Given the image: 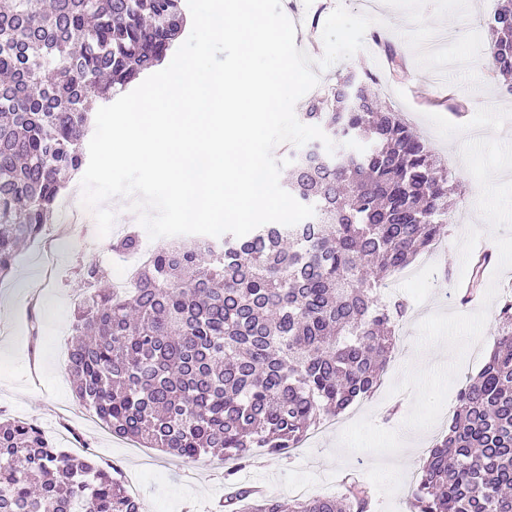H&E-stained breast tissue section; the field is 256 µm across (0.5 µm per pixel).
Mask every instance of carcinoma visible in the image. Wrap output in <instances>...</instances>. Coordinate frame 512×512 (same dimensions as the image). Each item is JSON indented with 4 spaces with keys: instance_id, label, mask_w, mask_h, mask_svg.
<instances>
[{
    "instance_id": "1",
    "label": "carcinoma",
    "mask_w": 512,
    "mask_h": 512,
    "mask_svg": "<svg viewBox=\"0 0 512 512\" xmlns=\"http://www.w3.org/2000/svg\"><path fill=\"white\" fill-rule=\"evenodd\" d=\"M184 25L182 0H0V282L18 246L39 238L84 165L92 99L105 104L159 65ZM490 64L512 78V0L490 22ZM388 68L402 56L383 35ZM304 122L336 144L288 151V192L315 209L218 242L176 237L152 251L135 285L101 289L95 262L72 324L68 369L78 402L112 434L182 459L234 463L300 447L321 420L369 396L407 306L380 290L429 250L448 221V170L423 138L353 72L310 100ZM364 142L361 150L349 145ZM130 231L112 242L136 254ZM472 258L469 293L492 262ZM494 347L457 392L448 431L423 457L411 512H512V294ZM223 512H283L235 488ZM364 482L290 512H372ZM0 512H140L120 469L72 456L37 424L0 419Z\"/></svg>"
}]
</instances>
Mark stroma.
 I'll return each instance as SVG.
<instances>
[{"instance_id":"35a3bbf8","label":"stroma","mask_w":512,"mask_h":512,"mask_svg":"<svg viewBox=\"0 0 512 512\" xmlns=\"http://www.w3.org/2000/svg\"><path fill=\"white\" fill-rule=\"evenodd\" d=\"M497 0H434L420 19L415 0H377L380 32L397 45L408 76L378 69L376 46L321 70L373 71L374 92L407 119L448 169L455 188L449 230L429 265L414 261L416 274L398 284L409 303L399 327L401 342L369 397L325 421L287 455L255 449L236 481H262L268 495L287 503L291 486L306 482L311 496L337 494L345 478L370 484L375 512H408L424 445L448 426L457 391L482 368L494 343L500 297L512 290V94L486 63L485 35ZM467 102L457 113L434 106L436 98ZM477 155L479 165L469 162ZM78 244L57 250L53 263L37 244L24 246L11 278L0 284V417L35 421L52 442L92 452L121 469L140 493L142 512H218L230 487L225 468L210 457L186 461L152 448L135 447L111 432L75 398L66 362L81 293V270L98 263L113 280L111 241L97 235L93 215L80 226ZM493 250L478 303L461 305L455 294L468 278L474 248Z\"/></svg>"}]
</instances>
